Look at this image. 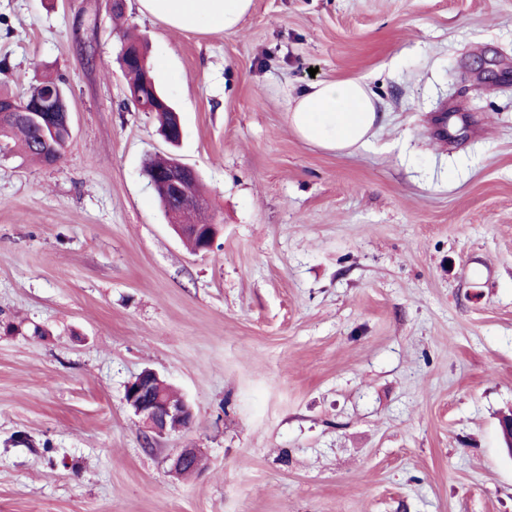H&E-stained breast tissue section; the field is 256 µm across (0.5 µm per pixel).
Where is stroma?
Returning <instances> with one entry per match:
<instances>
[{
	"mask_svg": "<svg viewBox=\"0 0 512 512\" xmlns=\"http://www.w3.org/2000/svg\"><path fill=\"white\" fill-rule=\"evenodd\" d=\"M125 31L165 57L209 251L142 172L169 146ZM35 58L72 136L53 165L0 151V512H512V0H254L232 35L0 0V86L25 95ZM315 79L367 84V146L292 131ZM147 368L189 428L144 440Z\"/></svg>",
	"mask_w": 512,
	"mask_h": 512,
	"instance_id": "obj_1",
	"label": "stroma"
}]
</instances>
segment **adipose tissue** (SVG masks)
I'll return each instance as SVG.
<instances>
[{
    "label": "adipose tissue",
    "instance_id": "1",
    "mask_svg": "<svg viewBox=\"0 0 512 512\" xmlns=\"http://www.w3.org/2000/svg\"><path fill=\"white\" fill-rule=\"evenodd\" d=\"M141 14L180 31L236 33L253 0H137ZM288 122L295 133L336 154L369 144L379 116L359 80L318 81L288 97Z\"/></svg>",
    "mask_w": 512,
    "mask_h": 512
}]
</instances>
